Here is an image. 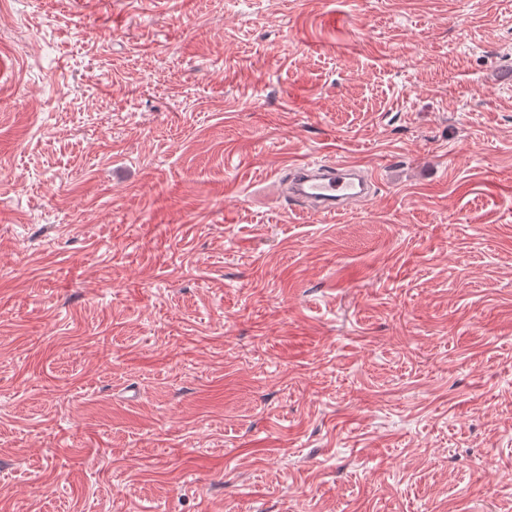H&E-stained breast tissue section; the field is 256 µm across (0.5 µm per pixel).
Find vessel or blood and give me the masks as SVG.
<instances>
[{"label": "vessel or blood", "mask_w": 512, "mask_h": 512, "mask_svg": "<svg viewBox=\"0 0 512 512\" xmlns=\"http://www.w3.org/2000/svg\"><path fill=\"white\" fill-rule=\"evenodd\" d=\"M376 181L375 172L353 160L304 161L289 166L285 188L312 212L334 217L345 214L353 202L370 197Z\"/></svg>", "instance_id": "1"}]
</instances>
